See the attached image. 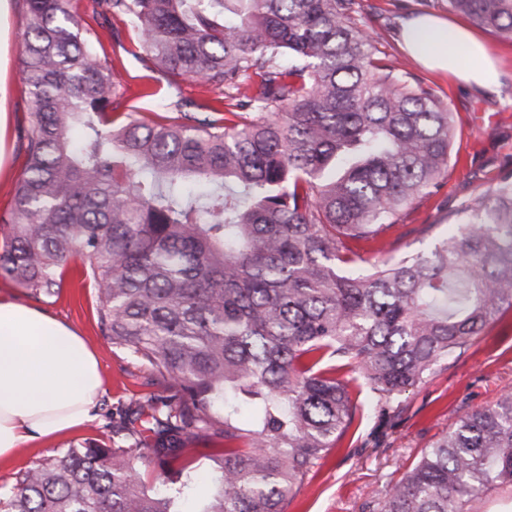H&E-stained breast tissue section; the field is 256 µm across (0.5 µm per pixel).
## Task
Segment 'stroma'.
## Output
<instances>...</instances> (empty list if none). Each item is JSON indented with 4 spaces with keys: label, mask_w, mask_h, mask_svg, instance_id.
I'll use <instances>...</instances> for the list:
<instances>
[{
    "label": "stroma",
    "mask_w": 512,
    "mask_h": 512,
    "mask_svg": "<svg viewBox=\"0 0 512 512\" xmlns=\"http://www.w3.org/2000/svg\"><path fill=\"white\" fill-rule=\"evenodd\" d=\"M359 25L376 31V57L396 62L410 82L430 88L447 103L456 137L450 169L430 196L412 204L403 218L407 224H433L441 214L469 198L476 186H488L512 167V41L491 33L483 38L502 62L499 93L490 94L451 77L429 73L401 47L399 32L405 19L418 14L447 16V0H359ZM24 27L23 0H11L8 16L0 20V107L8 114L5 157L0 160V209L8 208L26 156L21 140L32 104L18 70L19 45ZM129 49L117 78L132 89L145 90L142 98L121 99L117 109L144 115L157 110V93L166 81L136 60L140 47L126 35ZM476 181L466 180V173ZM70 263L68 288L60 297L36 298L10 279L0 276V294L46 312L72 326L95 352L105 392L91 422L51 441H35L18 449L15 458L0 463V489L9 490L17 473L33 462L80 446L86 441L131 445L126 435L112 431V419L128 414L159 390L147 371L130 356L116 350L97 323V290L78 275ZM512 392V311L469 345L460 356L401 396L404 410L391 425L377 427L373 417L355 424L340 448L316 466L299 487L286 512H365L366 504L385 482L399 478L425 448L451 430L461 417Z\"/></svg>",
    "instance_id": "1"
}]
</instances>
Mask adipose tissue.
<instances>
[{"instance_id": "ef3b65f1", "label": "adipose tissue", "mask_w": 512, "mask_h": 512, "mask_svg": "<svg viewBox=\"0 0 512 512\" xmlns=\"http://www.w3.org/2000/svg\"><path fill=\"white\" fill-rule=\"evenodd\" d=\"M402 47L424 68L493 91L503 76L470 29L436 15L409 18ZM104 380L96 355L67 324L0 295V461L92 420Z\"/></svg>"}]
</instances>
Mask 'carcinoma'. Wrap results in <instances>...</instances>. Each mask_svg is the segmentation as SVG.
<instances>
[{
	"label": "carcinoma",
	"mask_w": 512,
	"mask_h": 512,
	"mask_svg": "<svg viewBox=\"0 0 512 512\" xmlns=\"http://www.w3.org/2000/svg\"><path fill=\"white\" fill-rule=\"evenodd\" d=\"M24 2L34 110L0 275L58 297L80 261L101 332L165 394L127 417L135 444L37 461L0 512H184L193 476L147 484L139 463L171 471L213 438L222 463L193 512H285L366 412L398 418L402 393L512 309V170L448 212L446 235L401 223L448 173L451 112L374 57L356 0H90L113 50L130 28L166 80L176 115L149 120L115 111L127 89L78 0ZM448 12L512 38V0ZM186 78L210 96L183 100ZM497 490L512 501V395L367 509L480 512Z\"/></svg>",
	"instance_id": "obj_1"
}]
</instances>
